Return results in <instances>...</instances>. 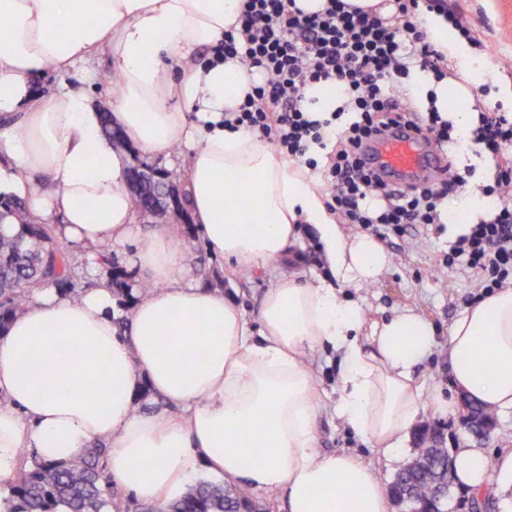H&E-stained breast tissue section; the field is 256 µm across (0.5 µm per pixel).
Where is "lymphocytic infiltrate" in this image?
Segmentation results:
<instances>
[{"instance_id": "1", "label": "lymphocytic infiltrate", "mask_w": 512, "mask_h": 512, "mask_svg": "<svg viewBox=\"0 0 512 512\" xmlns=\"http://www.w3.org/2000/svg\"><path fill=\"white\" fill-rule=\"evenodd\" d=\"M390 16L365 11L345 0H326L323 10L306 13L288 0H243L235 28L225 32L219 56L235 60L259 82L246 93L224 124L266 137L274 147L319 173L327 211L345 223L373 229L382 238H404L419 224L443 223V201L463 189L469 171L452 169L441 181L397 188L365 168L364 144L383 129L403 125L444 146L456 141L452 124L437 109L421 112L394 92L412 68L447 76L443 53L415 18L421 11L446 14L462 37L471 30L446 0H385ZM336 83L347 100L342 111H310L303 100L307 84ZM471 135L481 154L496 167L488 195L500 196L492 218L471 225L449 248L448 266L462 265L477 276L485 295L512 286V117L480 109Z\"/></svg>"}]
</instances>
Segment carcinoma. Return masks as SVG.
<instances>
[{"label": "carcinoma", "instance_id": "carcinoma-1", "mask_svg": "<svg viewBox=\"0 0 512 512\" xmlns=\"http://www.w3.org/2000/svg\"><path fill=\"white\" fill-rule=\"evenodd\" d=\"M0 215L15 218L14 230L0 229V330L8 320L24 311L31 290L48 283L55 284L72 299L80 297L83 287L76 264L64 249L56 227L38 224L28 218L17 200H0ZM105 277L122 288L126 286L124 271L114 258L103 257ZM107 448L100 443L84 449L67 467L38 463L21 473L12 489L18 501L11 512H53L58 502L68 505L69 512H112L113 506L129 512L126 500L112 489L106 474ZM448 461V449L421 445L394 477L396 491L409 489L410 504L434 500L438 480L448 481V495H453V470H441ZM253 507L246 490L202 482L192 487L181 499L171 503L167 512H238L240 507Z\"/></svg>", "mask_w": 512, "mask_h": 512}]
</instances>
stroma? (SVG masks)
Returning a JSON list of instances; mask_svg holds the SVG:
<instances>
[{"label":"stroma","mask_w":512,"mask_h":512,"mask_svg":"<svg viewBox=\"0 0 512 512\" xmlns=\"http://www.w3.org/2000/svg\"><path fill=\"white\" fill-rule=\"evenodd\" d=\"M449 6L460 10L472 35L480 45L465 59H451L457 75L456 82L448 86V106L454 112L471 111V97H459V83L466 80L469 71L483 72L480 84L484 103L500 111L512 110V103L498 98L503 82H512V0H448ZM97 77L87 82L85 74L73 70L65 74L48 73L38 80L43 93H50L63 85L83 88L99 109H108L114 87L107 78V60L92 65ZM467 197H448L444 205L450 221L446 224H421L399 245H383L386 265L381 276L366 285L361 295L365 306L374 317L388 316L405 308H412L428 317L446 331L461 307L477 294L475 281L467 272L451 269L443 259L449 245L460 235V226L466 221ZM187 251L188 263L194 280L204 287L224 291L232 296L244 310L248 319H255L267 292L280 280L296 274L322 272V260L316 249L313 234H305L293 248L294 260H280L265 267L249 268L220 260L206 251L199 240L181 234ZM319 393L320 411L316 421L318 446L328 452L350 451L372 462L383 483H390L400 469L396 460L377 457L369 444L348 431L335 412L337 381L342 368L340 358L332 352L318 353L310 361ZM416 379L423 388L420 424L443 428L445 448L452 449L467 438L458 426L459 415L448 408L438 407L436 393L448 390L451 375L443 347H436L417 369ZM497 429L489 438L470 441L472 447L482 449L512 446V412L497 414Z\"/></svg>","instance_id":"1"}]
</instances>
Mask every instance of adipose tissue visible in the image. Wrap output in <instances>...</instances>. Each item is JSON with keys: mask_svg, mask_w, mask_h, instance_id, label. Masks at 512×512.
<instances>
[{"mask_svg": "<svg viewBox=\"0 0 512 512\" xmlns=\"http://www.w3.org/2000/svg\"><path fill=\"white\" fill-rule=\"evenodd\" d=\"M240 0H0V197L23 201L40 224L85 252L90 267L129 242L138 213L126 185L130 158L103 132L111 122L149 156L186 148L183 193L208 253L239 265L285 256L302 224L319 233L330 278H289L269 288L249 323L235 300L189 282L175 230L158 227L135 263L155 288L138 296L127 329L112 288L80 299L33 293L0 332V501L19 454L65 466L93 442L108 448V478L165 508L206 472L272 492L286 512H390L372 465L318 448V395L306 359L340 354L336 414L385 456L401 452L418 421L414 369L436 328L410 309L377 320L339 286L360 288L384 268L380 244L333 223L309 171L256 133L224 125L254 80L209 56L236 24ZM108 55L117 93L109 112L82 90L42 95L33 76ZM181 67L179 77L166 61ZM196 122H188L186 110ZM452 391L489 409H512V287L476 298L448 328ZM151 394L173 417L141 412ZM459 487L494 488L512 512V448L452 454Z\"/></svg>", "mask_w": 512, "mask_h": 512, "instance_id": "ef3b65f1", "label": "adipose tissue"}]
</instances>
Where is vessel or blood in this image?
Listing matches in <instances>:
<instances>
[{
	"label": "vessel or blood",
	"instance_id": "1",
	"mask_svg": "<svg viewBox=\"0 0 512 512\" xmlns=\"http://www.w3.org/2000/svg\"><path fill=\"white\" fill-rule=\"evenodd\" d=\"M371 157L387 182L395 186L424 176L433 165L424 137L408 130L380 136L372 146Z\"/></svg>",
	"mask_w": 512,
	"mask_h": 512
}]
</instances>
